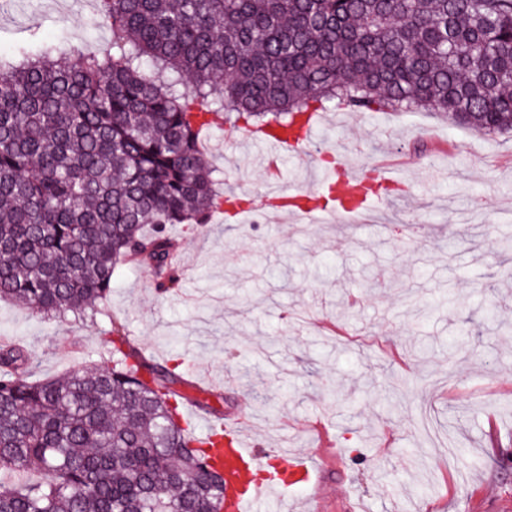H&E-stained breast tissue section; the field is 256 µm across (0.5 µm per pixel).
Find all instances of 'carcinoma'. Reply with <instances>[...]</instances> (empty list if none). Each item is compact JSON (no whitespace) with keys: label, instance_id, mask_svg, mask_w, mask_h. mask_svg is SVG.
Instances as JSON below:
<instances>
[{"label":"carcinoma","instance_id":"carcinoma-1","mask_svg":"<svg viewBox=\"0 0 512 512\" xmlns=\"http://www.w3.org/2000/svg\"><path fill=\"white\" fill-rule=\"evenodd\" d=\"M101 52L33 37L0 57V300L92 318L118 269L177 283L168 224H205L217 116L296 133L337 104L512 134V0H98ZM106 366L37 379L0 343V512H223L180 364L112 322Z\"/></svg>","mask_w":512,"mask_h":512}]
</instances>
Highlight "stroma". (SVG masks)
Segmentation results:
<instances>
[{"label": "stroma", "mask_w": 512, "mask_h": 512, "mask_svg": "<svg viewBox=\"0 0 512 512\" xmlns=\"http://www.w3.org/2000/svg\"><path fill=\"white\" fill-rule=\"evenodd\" d=\"M95 0H5L0 50L32 30L98 50ZM321 142L271 173L261 146L225 119L203 133L238 196L313 191L337 159L361 173L400 157L401 206L368 224L304 225L256 213L175 224L179 287L122 267L96 318L47 319L0 301V341L33 346L43 377L101 362L112 321L159 363L193 374L184 392L251 418L259 450L308 454L320 512H512V135L445 114L328 110ZM463 337V349L453 346Z\"/></svg>", "instance_id": "1"}]
</instances>
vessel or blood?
Listing matches in <instances>:
<instances>
[{"label":"vessel or blood","instance_id":"b4317fda","mask_svg":"<svg viewBox=\"0 0 512 512\" xmlns=\"http://www.w3.org/2000/svg\"><path fill=\"white\" fill-rule=\"evenodd\" d=\"M320 127L318 113H307L299 120L297 139L266 131L258 135L257 141L266 149L268 159L273 160L288 153L295 144L315 142ZM317 182L333 202L335 213L342 216L353 218L372 211L376 205L366 192L365 178L344 167L321 171ZM275 206L277 212L293 217L312 218L317 214L316 207L297 203L292 195L276 200ZM244 424L241 417L228 421L223 447L211 451L213 462L224 471V512H260L266 501L287 495L293 481L314 487V469L308 459L291 458L284 452L275 460L261 455L247 439Z\"/></svg>","mask_w":512,"mask_h":512}]
</instances>
